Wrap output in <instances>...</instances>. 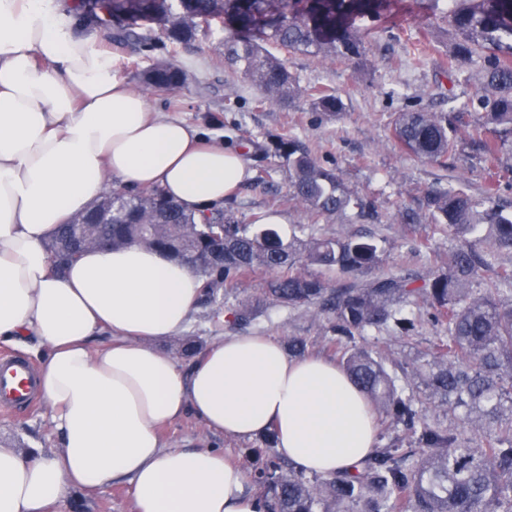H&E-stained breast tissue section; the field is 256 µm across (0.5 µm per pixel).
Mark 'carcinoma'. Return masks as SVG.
<instances>
[{"instance_id": "cac0c4a2", "label": "carcinoma", "mask_w": 512, "mask_h": 512, "mask_svg": "<svg viewBox=\"0 0 512 512\" xmlns=\"http://www.w3.org/2000/svg\"><path fill=\"white\" fill-rule=\"evenodd\" d=\"M395 0H74L86 26L114 42L172 52L198 39L203 27L224 25V59L260 91L262 100L286 104L302 95L312 111L337 117L343 104L332 92L309 93L272 54L273 44L326 59H360L366 34L359 22L391 14ZM458 35L448 70L460 58L483 59L476 92L448 98V113L401 112L394 139L408 152L437 161L457 151L454 119L484 112L493 136L478 150L495 161L512 146V0H460L448 13ZM192 79L175 57L140 73L145 88L169 94ZM288 161V195L317 218L349 210L375 214L372 200L349 191L311 152L291 137L272 141ZM112 223L97 224L102 211ZM402 224L448 226L458 244L442 266L421 278L386 273L357 282L359 273L384 259L382 243L363 235L316 236L297 224L285 238L262 217L236 219L234 203L211 205L194 214L157 188H112L85 213L58 225L47 246L60 273L93 237L112 249L143 245L181 261L203 281L200 303L215 326L228 315L234 326L249 323L256 305L224 307L243 278L268 274L257 305L306 307L322 319L325 339L372 411L406 431L410 448L393 443L375 448L351 473L309 479L283 472L274 453L254 461L258 512H512V268L495 277L483 272L493 259L512 252V212L498 203V189L470 195L448 184L426 192L422 208L406 205ZM317 266L349 277L333 284L307 271ZM425 305L437 327L435 342L420 364L387 362L371 342L382 331H409L414 309Z\"/></svg>"}]
</instances>
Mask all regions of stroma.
<instances>
[{"label": "stroma", "mask_w": 512, "mask_h": 512, "mask_svg": "<svg viewBox=\"0 0 512 512\" xmlns=\"http://www.w3.org/2000/svg\"><path fill=\"white\" fill-rule=\"evenodd\" d=\"M369 30L367 53L363 59H325L301 53H286L290 71L301 86L331 90L341 98L344 109L329 120L311 111L305 99L285 105L263 102L250 81L232 74L224 65L221 23L199 35L194 46L181 50L179 59L193 76L180 96L167 98L147 93L152 111L177 116L196 127L207 141L240 149L250 171L249 179L233 194L239 223L255 216L276 219L282 230L294 224L313 225L316 234L344 236L362 233L385 239L388 248L382 267L365 272V279L381 273H411L425 276L446 261L455 241L448 231L431 224H401L393 215L399 203L418 205L425 192L448 180L466 184L478 194L498 182L499 196L512 203V151L490 162L476 154L479 139L488 137L489 127L482 113L471 112L457 121L460 146L457 155L440 166L420 159L403 149L394 139L392 123L400 112L425 108L432 112L448 109L449 95L473 92L481 80V60L473 58L461 65L467 79L457 83L440 66L455 43V35L435 0H396L392 16L366 20ZM119 78L137 85L138 75L153 60L165 57L163 48L140 51L134 44L112 46ZM292 136L316 155L323 165L352 191L375 199L379 217L361 220L354 214L315 219L287 194L288 163L269 150L270 138ZM419 254H411V247ZM248 334L273 337L287 345L289 337L307 340V353L335 359L329 349L321 321L303 308L289 309L264 305L244 329ZM234 326L215 327L208 309L196 307L184 337L160 342V349L178 355L181 364L190 359L181 355L183 338L208 347L215 336L241 331ZM436 334L428 319H421L409 337H389L382 351L408 360L422 357ZM0 438L13 440L22 452L33 448H54L58 436L52 415L43 402L18 408L0 407ZM162 439L171 448H216L242 468H250L252 451L261 447V438L234 439L210 433L193 414L165 428ZM71 512H129V484L105 486L95 497L71 491Z\"/></svg>", "instance_id": "stroma-1"}]
</instances>
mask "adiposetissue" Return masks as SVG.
Here are the masks:
<instances>
[{
  "instance_id": "ef3b65f1",
  "label": "adipose tissue",
  "mask_w": 512,
  "mask_h": 512,
  "mask_svg": "<svg viewBox=\"0 0 512 512\" xmlns=\"http://www.w3.org/2000/svg\"><path fill=\"white\" fill-rule=\"evenodd\" d=\"M98 31L53 0H0V343L47 348L40 396L61 440L22 454L0 439V512H66L70 491L130 483L131 512H257L244 471L215 448H169L193 412L208 431H275L309 474L350 471L377 421L335 363L288 358L272 337L215 338L190 367L156 349L178 335L202 282L133 245L90 249L57 274L44 244L106 176L196 211L249 176L241 151L152 115Z\"/></svg>"
}]
</instances>
